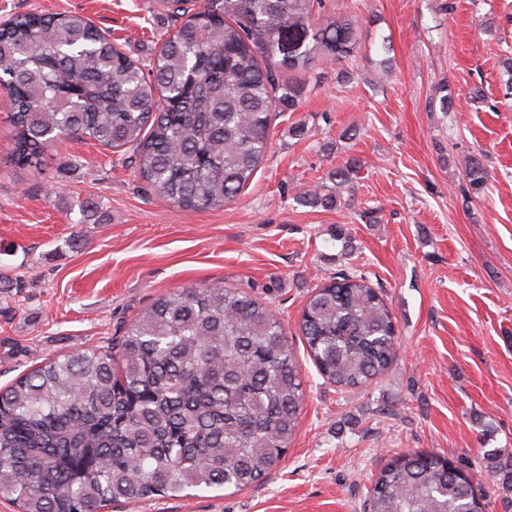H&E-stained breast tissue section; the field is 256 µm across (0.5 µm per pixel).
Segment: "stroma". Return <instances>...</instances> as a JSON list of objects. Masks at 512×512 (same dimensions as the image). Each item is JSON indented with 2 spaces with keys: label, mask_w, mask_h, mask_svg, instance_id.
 <instances>
[{
  "label": "stroma",
  "mask_w": 512,
  "mask_h": 512,
  "mask_svg": "<svg viewBox=\"0 0 512 512\" xmlns=\"http://www.w3.org/2000/svg\"><path fill=\"white\" fill-rule=\"evenodd\" d=\"M327 6L357 20L355 61L283 74L303 90L299 107L272 112L264 160L221 208L157 198L91 140L56 145L41 169L13 167L0 93V272L18 282L0 292V386L49 357L115 343L158 298L199 284L267 303L306 383L298 432L263 482L112 512H364L372 477L410 449L452 456L485 488L484 512H512L483 458L512 459V0ZM32 9L83 14L145 65L180 24L157 0H0V21ZM352 157L361 167L340 205L302 204ZM474 157L489 181L467 203ZM354 267L383 293L398 336L385 376L343 390L317 371L299 323L313 289Z\"/></svg>",
  "instance_id": "1"
}]
</instances>
